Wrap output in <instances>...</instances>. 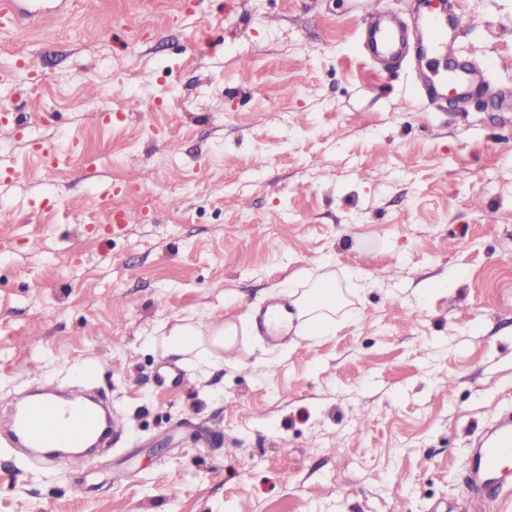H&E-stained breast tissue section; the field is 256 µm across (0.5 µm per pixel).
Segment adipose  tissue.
Segmentation results:
<instances>
[{"mask_svg":"<svg viewBox=\"0 0 512 512\" xmlns=\"http://www.w3.org/2000/svg\"><path fill=\"white\" fill-rule=\"evenodd\" d=\"M293 312H279L270 326L273 329L294 327L297 335L329 333L331 324L327 313L336 307L335 283L330 278L320 279L315 288L293 302ZM236 326L231 322L207 324L194 317H177L162 322L158 327L163 351L169 356L191 355L205 365L216 368L223 365L222 351L232 344Z\"/></svg>","mask_w":512,"mask_h":512,"instance_id":"obj_1","label":"adipose tissue"}]
</instances>
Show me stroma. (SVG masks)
<instances>
[{
  "label": "stroma",
  "instance_id": "1",
  "mask_svg": "<svg viewBox=\"0 0 512 512\" xmlns=\"http://www.w3.org/2000/svg\"><path fill=\"white\" fill-rule=\"evenodd\" d=\"M417 4L0 26V407L94 365L124 424L61 466L0 438V512H471L473 442L512 412V0H461L458 64L494 61L468 105L427 98L444 57L366 55ZM325 274L333 331L269 342L256 312ZM193 311L237 326L220 368L148 339Z\"/></svg>",
  "mask_w": 512,
  "mask_h": 512
}]
</instances>
